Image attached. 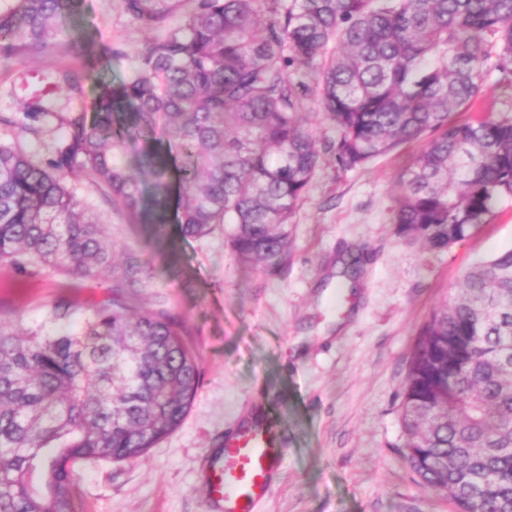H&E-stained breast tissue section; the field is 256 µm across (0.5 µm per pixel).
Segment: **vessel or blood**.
Listing matches in <instances>:
<instances>
[{
    "instance_id": "vessel-or-blood-1",
    "label": "vessel or blood",
    "mask_w": 512,
    "mask_h": 512,
    "mask_svg": "<svg viewBox=\"0 0 512 512\" xmlns=\"http://www.w3.org/2000/svg\"><path fill=\"white\" fill-rule=\"evenodd\" d=\"M283 457L264 423L243 424L210 463L208 493L218 512H250L273 490L272 474Z\"/></svg>"
}]
</instances>
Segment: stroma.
Here are the masks:
<instances>
[{
  "mask_svg": "<svg viewBox=\"0 0 512 512\" xmlns=\"http://www.w3.org/2000/svg\"><path fill=\"white\" fill-rule=\"evenodd\" d=\"M63 28L112 48L103 63L116 85L149 37L119 0H83ZM69 62L58 47L0 59V145L49 165L66 134L63 117L92 111L95 93H54L53 113L33 119L25 88ZM416 151L403 146L348 171L323 155L290 219L288 253L273 268L240 259L227 226L186 240L172 224L134 223L82 171L68 175L82 209L140 259L133 304L182 321L201 374L181 426L142 458L74 465L81 512H212L205 461L257 408L286 453L255 512H456L403 457L406 375L423 324L459 295L466 269L512 248V202L442 251L403 238L392 218ZM111 284L108 272L0 262V317L33 328L58 302L84 311L106 304Z\"/></svg>",
  "mask_w": 512,
  "mask_h": 512,
  "instance_id": "stroma-1",
  "label": "stroma"
}]
</instances>
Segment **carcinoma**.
I'll return each mask as SVG.
<instances>
[{
    "label": "carcinoma",
    "mask_w": 512,
    "mask_h": 512,
    "mask_svg": "<svg viewBox=\"0 0 512 512\" xmlns=\"http://www.w3.org/2000/svg\"><path fill=\"white\" fill-rule=\"evenodd\" d=\"M82 0L0 8V58L41 52ZM157 33L113 86L84 31L63 51L82 64L58 89L97 79L93 115L72 112L45 168L0 145V261L132 288L137 260L113 263L108 227L85 218L65 182L81 166L113 207L184 238L232 225L241 258L268 267L322 153L357 169L430 132L401 182L393 223L436 250L512 200V0H120ZM320 103L336 140L317 148L302 121ZM470 112L459 121L455 115ZM162 118L164 146L151 143ZM145 147L133 173L123 153ZM64 303L51 328L0 322V512H78L70 464L133 461L178 428L200 385L181 322L136 312L119 292L83 318ZM405 457L456 512H512V248L475 265L434 310L402 402Z\"/></svg>",
    "instance_id": "carcinoma-1"
}]
</instances>
